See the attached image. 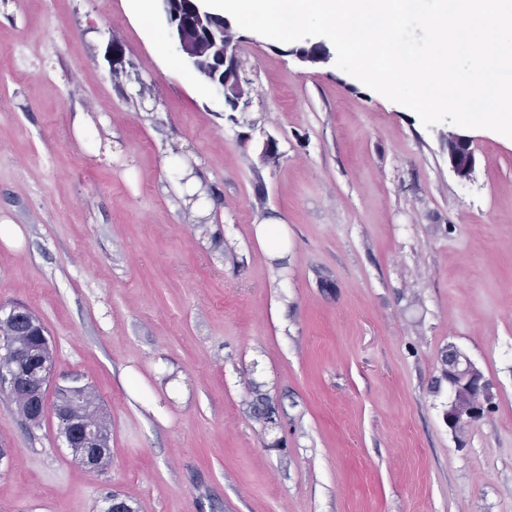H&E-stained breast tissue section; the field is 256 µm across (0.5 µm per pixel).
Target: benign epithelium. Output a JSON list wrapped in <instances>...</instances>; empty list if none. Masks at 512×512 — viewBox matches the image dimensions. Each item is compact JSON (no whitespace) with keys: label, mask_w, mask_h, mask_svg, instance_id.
I'll return each instance as SVG.
<instances>
[{"label":"benign epithelium","mask_w":512,"mask_h":512,"mask_svg":"<svg viewBox=\"0 0 512 512\" xmlns=\"http://www.w3.org/2000/svg\"><path fill=\"white\" fill-rule=\"evenodd\" d=\"M165 16L171 45L188 67L197 72L208 83L224 103L235 111L246 95L240 76L241 64L232 48V26L223 19V27L217 33L203 39L197 36L194 27L170 8L171 0H159ZM448 162L454 174L460 179H468L474 171L476 158L470 140L458 134L448 136ZM24 324L30 328L38 326V319L27 309L12 305H0V330ZM31 354L18 351L12 355L13 368L0 373V384L12 390L24 385V380L14 366L28 361ZM444 364L448 377L450 398L445 412L448 428H458L481 420L493 407V385L484 373L464 353L450 349L445 355ZM55 365L48 364L43 369L41 381L36 386L26 387L30 405L37 415L52 408L59 421L62 438L67 447L80 456L84 467L90 471L102 468L106 456L101 432L92 424L76 420L70 414L71 401L84 393L86 386L79 379H72V385L63 386L54 401H49L48 382L54 375Z\"/></svg>","instance_id":"7a95c632"}]
</instances>
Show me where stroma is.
<instances>
[{
    "instance_id": "1",
    "label": "stroma",
    "mask_w": 512,
    "mask_h": 512,
    "mask_svg": "<svg viewBox=\"0 0 512 512\" xmlns=\"http://www.w3.org/2000/svg\"><path fill=\"white\" fill-rule=\"evenodd\" d=\"M236 37L232 111L158 0H0V221L26 235L0 244V304L40 318L55 383L80 376L111 433L87 471L54 415L27 426L0 395V512L113 493L136 512H512V138L468 130L459 180L451 124L424 127L334 46L310 63L311 39ZM452 346L495 394L456 431ZM448 162L459 179L470 178L476 158L469 139L458 134L448 136Z\"/></svg>"
}]
</instances>
